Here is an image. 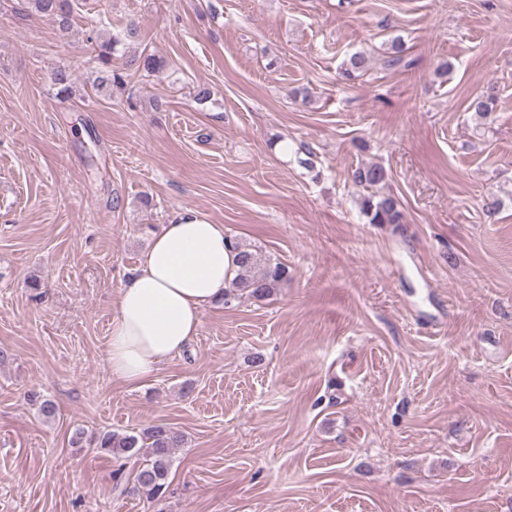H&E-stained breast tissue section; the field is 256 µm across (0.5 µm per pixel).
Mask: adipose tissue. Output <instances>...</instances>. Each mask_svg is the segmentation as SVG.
Returning a JSON list of instances; mask_svg holds the SVG:
<instances>
[{
	"label": "adipose tissue",
	"instance_id": "ef3b65f1",
	"mask_svg": "<svg viewBox=\"0 0 512 512\" xmlns=\"http://www.w3.org/2000/svg\"><path fill=\"white\" fill-rule=\"evenodd\" d=\"M234 272L223 225L194 211L161 225L119 290L107 364L128 384L152 377L197 335L203 311L221 300Z\"/></svg>",
	"mask_w": 512,
	"mask_h": 512
}]
</instances>
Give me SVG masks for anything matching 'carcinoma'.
<instances>
[{
  "label": "carcinoma",
  "mask_w": 512,
  "mask_h": 512,
  "mask_svg": "<svg viewBox=\"0 0 512 512\" xmlns=\"http://www.w3.org/2000/svg\"><path fill=\"white\" fill-rule=\"evenodd\" d=\"M35 12L51 21L61 32L70 29L73 21L71 0H28ZM90 42L96 45L94 57L100 73L101 85L112 89L127 85L130 70L147 74L155 73L166 66V61L150 53H142L133 59L125 58L123 49L130 42L140 38L139 26L131 21L117 33L105 30L102 19L90 20ZM367 59L360 53L349 57L343 74L352 79L358 72L364 71ZM386 65L409 67L412 62L406 59L405 43L400 37L391 41ZM51 81L58 88L60 96L66 97L70 92L71 73L66 68H59L52 73ZM469 110L485 119L494 110V98L476 97L471 100ZM388 178L387 170L378 164H365L353 173L355 183L367 188H375ZM361 209L371 224H402L404 216L398 200L385 193L371 192L362 197ZM231 248L235 254L236 274L230 288L224 294V302L239 295H247L257 301L268 299L288 277V269L280 261L268 257L261 258L251 245L233 239ZM39 417L45 422H52L57 416V407L53 400L33 394ZM89 443L97 449L112 455L117 463L113 472L116 485H121L126 464L133 459H143L135 474V489L150 500L162 496L170 486V474L173 465V450L184 445V435L166 424H154L145 427L137 434L119 431H102L91 437Z\"/></svg>",
  "instance_id": "carcinoma-1"
}]
</instances>
